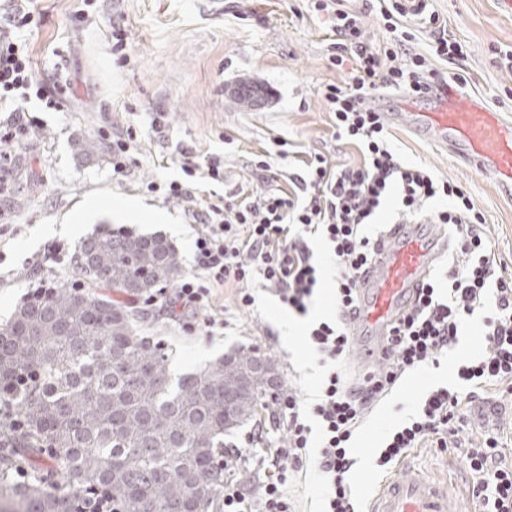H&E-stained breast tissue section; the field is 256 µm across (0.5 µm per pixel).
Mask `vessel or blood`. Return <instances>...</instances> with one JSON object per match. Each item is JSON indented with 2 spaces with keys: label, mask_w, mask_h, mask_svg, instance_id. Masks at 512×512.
<instances>
[{
  "label": "vessel or blood",
  "mask_w": 512,
  "mask_h": 512,
  "mask_svg": "<svg viewBox=\"0 0 512 512\" xmlns=\"http://www.w3.org/2000/svg\"><path fill=\"white\" fill-rule=\"evenodd\" d=\"M386 114L391 123L422 133L512 194V120H503L481 98L451 90L420 104L404 96ZM448 246L445 230L428 217L389 225L379 236L373 259L358 279L356 309L349 321L364 366L381 359L383 341ZM449 503L447 485L427 480L406 464L378 490L368 512H449Z\"/></svg>",
  "instance_id": "obj_1"
}]
</instances>
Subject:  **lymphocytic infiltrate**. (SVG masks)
Here are the masks:
<instances>
[{"instance_id": "f902f5d3", "label": "lymphocytic infiltrate", "mask_w": 512, "mask_h": 512, "mask_svg": "<svg viewBox=\"0 0 512 512\" xmlns=\"http://www.w3.org/2000/svg\"><path fill=\"white\" fill-rule=\"evenodd\" d=\"M313 12L330 21L328 49L332 66L352 62L349 84L327 85L323 97L334 117L338 136L358 145L359 164L332 167L316 154L304 163L292 189L278 185L269 161L255 168L264 185L256 195L240 200L228 196L212 202L202 199L200 187L222 181L220 157L200 159L184 150L179 163L184 181L148 182L151 193L186 202L189 219L198 224L190 271L174 292L161 301L173 321L191 318L201 322L209 337L223 335L224 315L218 312L215 289L240 284L238 304L254 302L245 284L260 280L272 288L280 302L307 314L319 286L318 268L310 241L324 244L335 269L333 318L312 323L307 340L328 372L321 393L310 407L289 393L280 404L287 421L288 443L261 461L260 490L246 497L236 483L224 486V512H295L287 494L291 482L311 465L325 483L322 512H357L348 480L354 465L350 441L368 409L377 405L407 372L438 364L439 358L459 342L465 326L478 321L482 345L458 367L453 383L429 390L409 417L387 436L376 464L385 469L409 449L424 442L462 450L475 476L472 496L479 512H512V464L503 461L495 438L484 447L463 448V400L478 397L487 387L512 388V277L498 272L496 255L482 226L485 218L470 193L461 185L436 178L421 165L401 163L389 145L381 113L368 99L382 88H395L423 97L448 83L463 84L456 70L441 74L432 58L461 64V42L448 34L438 15L428 24L434 41L433 57L413 50L416 39L405 25V11L397 0H373L372 11L389 34L376 44L364 35L362 13L346 9L345 0H312ZM40 24L33 0H0V163L11 159L10 146L20 143L35 126L23 107L30 98L46 108L61 111L66 88L47 83L36 68L26 32ZM397 194L404 217H432L435 223L454 227L456 236L445 272L436 273L421 288L405 316L383 345L378 368L349 381L341 365L352 347L347 317L356 302L360 273L367 267L376 238L365 228L390 194ZM316 425H309V418ZM320 428L321 449L308 458L313 428Z\"/></svg>"}]
</instances>
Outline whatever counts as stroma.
<instances>
[{
    "label": "stroma",
    "mask_w": 512,
    "mask_h": 512,
    "mask_svg": "<svg viewBox=\"0 0 512 512\" xmlns=\"http://www.w3.org/2000/svg\"><path fill=\"white\" fill-rule=\"evenodd\" d=\"M37 7L42 24L32 35L34 53L69 84L72 97L64 111L33 113V132L11 150V188L0 196V327L26 291L27 259L54 245L75 254L83 239L105 228L170 236L169 225H179L171 242L183 264H190L195 230L184 202L145 188L152 179L182 180V150L223 157L224 180L205 184L209 197L261 189L252 164L265 157L274 162L283 186L302 173V160L314 152L334 167L360 161L358 149L337 138L322 97L326 85L348 83L351 68L330 67L327 25L308 11L305 0H39ZM429 8L467 53L463 92L512 119V69L498 55L512 48V17L500 12L497 0H429ZM116 25L129 56L123 64L112 53ZM244 87L260 89L258 106L234 102L235 90ZM129 130L137 135L133 163L121 178L112 173L110 145L113 136ZM388 131L402 161L424 165L471 193L502 272L512 275V199L420 133L394 124ZM82 137L95 138L102 151L74 154L72 143ZM332 274L324 267L305 316L256 282L248 288L252 307L241 311V287L229 284L215 292L229 325L214 340L187 335L155 305L140 333L165 348L172 376L234 352L257 353L275 362L283 389L310 400L326 371L310 353L305 334L318 316L333 313ZM476 341L475 328H466L438 366L413 373L367 413L353 440L356 463L349 476L358 508L401 471L397 464L385 471L374 464L386 435L430 388L452 382ZM464 413L466 445L477 447L494 436L512 449L511 390L490 388L465 404ZM224 443L242 447L236 482L250 494L259 483V458L266 449L286 446L287 430L263 409ZM405 458L427 478L451 485L450 512H475L474 476L460 451L427 442Z\"/></svg>",
    "instance_id": "stroma-1"
}]
</instances>
